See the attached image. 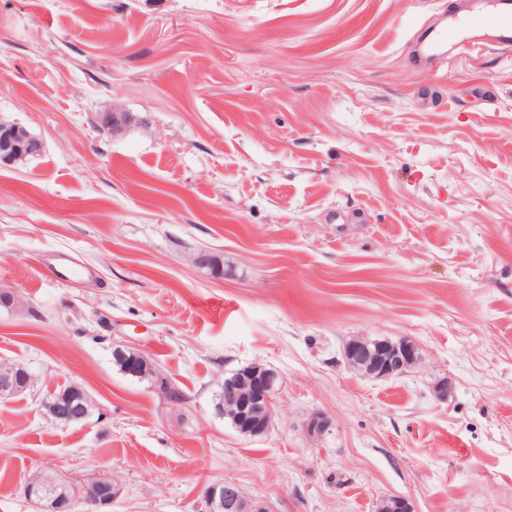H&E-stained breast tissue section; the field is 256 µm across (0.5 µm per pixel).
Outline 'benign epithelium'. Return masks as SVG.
<instances>
[{
	"instance_id": "1",
	"label": "benign epithelium",
	"mask_w": 512,
	"mask_h": 512,
	"mask_svg": "<svg viewBox=\"0 0 512 512\" xmlns=\"http://www.w3.org/2000/svg\"><path fill=\"white\" fill-rule=\"evenodd\" d=\"M129 121L124 112H110L102 119V125L108 130L119 131ZM43 148L42 141L25 127L15 123L0 122V162L9 164L28 154H36ZM343 359L352 368H365L375 378H388L404 373L418 362V348L409 339L391 341L384 339L371 347V342L361 338H352L344 344ZM276 388L273 377L251 382L245 380L231 389L224 397V405L232 410H246L249 399L254 397L264 404L267 424L252 431L251 436L261 437L269 433L275 415L274 400ZM69 495L55 498L42 495L28 486L25 496L39 503L41 512H98L109 507L120 490L107 475L97 476L91 481H66ZM208 512H278L268 500H249L239 486L232 481L216 482L208 485L203 493Z\"/></svg>"
}]
</instances>
